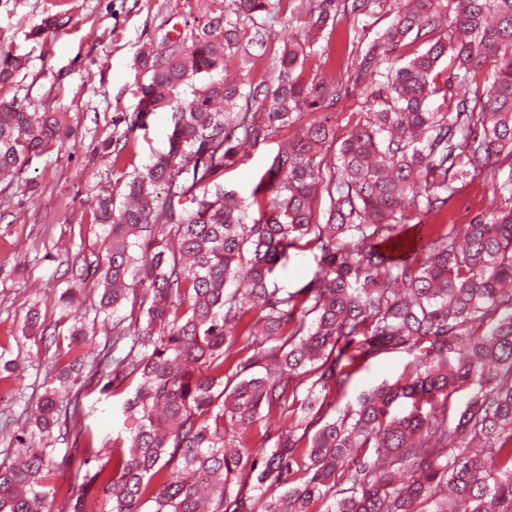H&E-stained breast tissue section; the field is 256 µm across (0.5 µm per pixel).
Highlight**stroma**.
<instances>
[{
	"instance_id": "1",
	"label": "stroma",
	"mask_w": 512,
	"mask_h": 512,
	"mask_svg": "<svg viewBox=\"0 0 512 512\" xmlns=\"http://www.w3.org/2000/svg\"><path fill=\"white\" fill-rule=\"evenodd\" d=\"M315 0H285L271 23L269 52L302 39V16ZM206 0H0V45L24 56L27 64L13 82L0 85V101H22L28 112L68 113L78 139L62 151L33 158L18 186L0 184V342L19 336L31 305L49 309V322L64 337L67 325L51 308L61 290L64 258L75 251L105 256V233L89 221L94 199L103 190L124 193L125 176L144 172L152 156L167 151L172 114L150 117L136 131V147L122 168H114L104 143L123 136L125 117L138 109L144 81L138 57L160 50L172 27L203 12ZM393 0H379L368 11L345 12L330 39V69L348 84L349 92L334 109L337 137H344L373 108L362 85L354 81L353 59L361 57L394 16ZM64 13L65 26L46 39L29 33L47 16ZM278 149L277 140L246 145L241 161L224 174V187L247 199ZM512 186V168L467 177L448 206V220L466 224L489 209L496 190ZM22 371L5 383L0 400V453L16 448L14 436L50 384L51 353L26 343ZM410 358L391 353L364 365L353 377L349 398L382 382L396 381ZM83 420L94 434L118 430L121 416L110 398L91 391L84 399Z\"/></svg>"
}]
</instances>
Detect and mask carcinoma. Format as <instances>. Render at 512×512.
Listing matches in <instances>:
<instances>
[{"instance_id":"1","label":"carcinoma","mask_w":512,"mask_h":512,"mask_svg":"<svg viewBox=\"0 0 512 512\" xmlns=\"http://www.w3.org/2000/svg\"><path fill=\"white\" fill-rule=\"evenodd\" d=\"M282 2L207 0L194 28L140 59L139 111L104 146L119 166L135 131L171 110L168 150L125 182L131 205L95 200L107 254L65 260L54 308L71 322L67 347L0 462V512H47L70 468L67 512H512V290L501 288L512 195L460 230L446 223L468 170L512 167V0H403L355 63L377 109L340 141L323 121L305 125L247 203L224 189L239 146L344 92L321 68L305 76L338 0H320L268 76L213 78L233 58L255 64L250 48L266 49ZM24 68L0 46V84ZM196 75L209 82L187 99ZM438 96L443 112L429 106ZM73 137L65 112L35 122L0 102V182ZM410 206L437 223L405 247L397 219ZM405 248L414 257L395 256ZM307 250L313 278L279 286L290 253ZM102 315L109 350L85 372ZM48 329L32 306L23 338L48 350ZM388 353L411 356L402 376L340 405L353 375ZM95 384L119 401L123 428L109 443L75 433L58 461L55 432L85 416L81 392Z\"/></svg>"}]
</instances>
